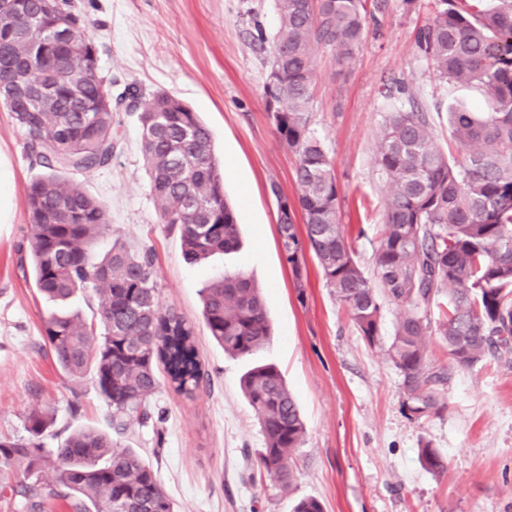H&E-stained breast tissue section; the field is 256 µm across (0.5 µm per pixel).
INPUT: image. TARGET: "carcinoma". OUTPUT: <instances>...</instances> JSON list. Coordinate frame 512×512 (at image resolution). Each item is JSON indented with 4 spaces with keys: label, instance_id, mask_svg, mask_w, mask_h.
<instances>
[{
    "label": "carcinoma",
    "instance_id": "carcinoma-1",
    "mask_svg": "<svg viewBox=\"0 0 512 512\" xmlns=\"http://www.w3.org/2000/svg\"><path fill=\"white\" fill-rule=\"evenodd\" d=\"M276 7L265 107L297 156L296 201L277 222L283 256L298 288L305 254L315 258L371 347L381 337L382 299L401 307L385 348L400 373L401 407L411 420L437 417L448 409L453 369L491 358L512 365V0L489 8L483 0H436L419 32L418 46L437 75L477 83L491 111L448 112L452 136L468 148L462 161L437 148L424 113L389 115L377 146L388 199L373 280L341 231L340 189L310 127L314 52L322 47L341 63L352 59L365 34V0H277ZM0 82L13 90L0 106L26 133L31 163L43 169L27 188L30 234L19 266L31 261L35 287L52 300L78 292L97 300L89 320L69 313L43 318L42 338L65 376L93 375L121 436L151 418L160 374L187 397L207 390L210 377L195 324L160 303L152 250L118 243L102 257L93 250L110 231L108 209L77 190L71 176L109 166L118 133L112 80L70 0H0ZM126 111L140 125L158 223L179 230L185 259L236 249L237 216L224 198L210 130L164 91L134 88ZM202 301L205 326L224 353L249 357L268 342L263 293L251 277L226 273L203 288ZM428 336L438 338L448 363L430 358ZM243 390L265 438L257 468L286 492L293 455L306 438L298 406L273 364L249 370ZM49 426L47 415L33 409L27 438H0V496L24 498L27 512H44L51 499L67 501L71 512H175L137 451L95 428L46 448ZM419 459L433 473L447 469L427 440Z\"/></svg>",
    "mask_w": 512,
    "mask_h": 512
}]
</instances>
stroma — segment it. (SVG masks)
Returning a JSON list of instances; mask_svg holds the SVG:
<instances>
[{
  "label": "stroma",
  "mask_w": 512,
  "mask_h": 512,
  "mask_svg": "<svg viewBox=\"0 0 512 512\" xmlns=\"http://www.w3.org/2000/svg\"><path fill=\"white\" fill-rule=\"evenodd\" d=\"M72 2L113 93L134 83L198 113L238 213L237 251L188 262L178 232L157 221L139 124L123 111L115 115L120 143L111 165L72 178L109 207L111 230L95 252L116 241L151 249L163 304L196 325L209 390L185 397L161 388L155 418L132 424L120 439L148 458L177 512H291L303 497L319 500L324 512H512V367L492 360L456 371L447 411L408 419L400 375L383 347L362 340L314 260L298 282L283 257L270 187L295 197L297 158L266 112L269 47L256 38L275 33V0ZM434 9L435 0H367L372 19L349 62L315 51L311 127L340 188L341 230L369 276L388 194L376 147L390 113H425L435 144L460 160L465 152L450 137L449 108L489 109L477 85L440 79L420 51L417 35ZM397 80L407 93H391ZM25 143L0 108V437H26L25 419L36 408L50 414L44 442L54 448L76 429H106L108 409L92 376L71 380L59 370L41 338L42 320L57 305L17 265L28 235L26 190L40 173ZM227 271L250 275L264 291L272 336L247 358L225 355L201 316V288ZM260 363L280 369L307 427L285 494L256 467L265 440L241 377ZM423 439L446 457L444 475L420 464Z\"/></svg>",
  "instance_id": "obj_1"
}]
</instances>
